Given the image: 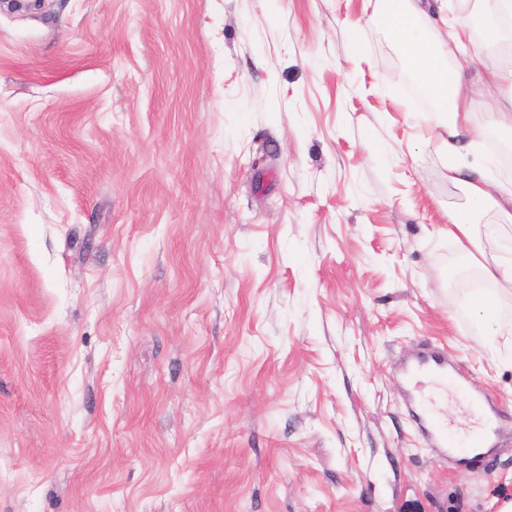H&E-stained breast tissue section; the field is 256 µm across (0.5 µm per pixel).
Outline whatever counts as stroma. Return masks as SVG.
I'll use <instances>...</instances> for the list:
<instances>
[{
    "label": "stroma",
    "instance_id": "obj_1",
    "mask_svg": "<svg viewBox=\"0 0 512 512\" xmlns=\"http://www.w3.org/2000/svg\"><path fill=\"white\" fill-rule=\"evenodd\" d=\"M380 7L0 0V512L512 502V290L482 335ZM426 347L496 403L488 463L410 414Z\"/></svg>",
    "mask_w": 512,
    "mask_h": 512
}]
</instances>
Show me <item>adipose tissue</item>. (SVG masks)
I'll return each instance as SVG.
<instances>
[{
	"label": "adipose tissue",
	"mask_w": 512,
	"mask_h": 512,
	"mask_svg": "<svg viewBox=\"0 0 512 512\" xmlns=\"http://www.w3.org/2000/svg\"><path fill=\"white\" fill-rule=\"evenodd\" d=\"M441 9L440 0H381L376 21L387 30L432 103L429 121L445 133L449 181L468 191L470 207L451 216L449 237L465 254H477L487 280L512 285V262L485 254L487 244L498 237L497 225H485L480 234L474 229L476 215L489 208L512 220V179H500L493 161L476 162L470 108L474 97H491L492 124L512 131V71L487 70L469 83L450 72L447 59L467 54L471 34L461 23L439 29Z\"/></svg>",
	"instance_id": "1"
}]
</instances>
